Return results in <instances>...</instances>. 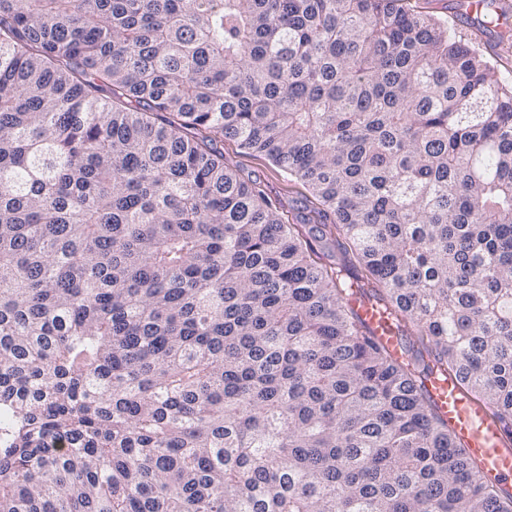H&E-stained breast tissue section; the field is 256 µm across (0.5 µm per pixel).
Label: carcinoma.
<instances>
[{
	"mask_svg": "<svg viewBox=\"0 0 512 512\" xmlns=\"http://www.w3.org/2000/svg\"><path fill=\"white\" fill-rule=\"evenodd\" d=\"M496 63L403 0H0V512H512L426 390L512 429ZM223 151L226 165L238 170L245 178L256 180L268 196L284 204L285 221L292 224V206L302 195L310 196L309 191L301 183L288 181V175L268 157L242 149L233 139H224ZM356 306L369 328L391 349L398 350L403 336H397L386 315L364 299H359Z\"/></svg>",
	"mask_w": 512,
	"mask_h": 512,
	"instance_id": "obj_1",
	"label": "carcinoma"
}]
</instances>
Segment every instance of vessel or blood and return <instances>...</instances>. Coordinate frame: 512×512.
I'll list each match as a JSON object with an SVG mask.
<instances>
[{"mask_svg":"<svg viewBox=\"0 0 512 512\" xmlns=\"http://www.w3.org/2000/svg\"><path fill=\"white\" fill-rule=\"evenodd\" d=\"M356 306L369 328L391 349H398L401 338L386 315L363 299ZM426 389L457 442L480 460L486 478L512 494V432L488 404L467 396L454 376L428 381Z\"/></svg>","mask_w":512,"mask_h":512,"instance_id":"b4317fda","label":"vessel or blood"}]
</instances>
